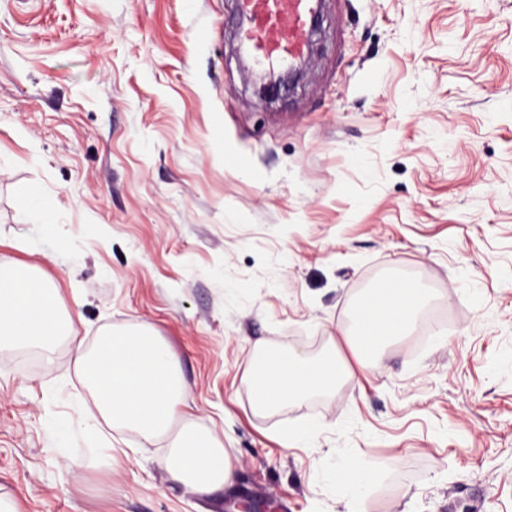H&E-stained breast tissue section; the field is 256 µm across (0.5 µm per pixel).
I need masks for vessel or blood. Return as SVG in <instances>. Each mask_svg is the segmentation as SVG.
<instances>
[{
	"mask_svg": "<svg viewBox=\"0 0 512 512\" xmlns=\"http://www.w3.org/2000/svg\"><path fill=\"white\" fill-rule=\"evenodd\" d=\"M247 20L238 32L256 64L290 62L303 57L305 32L316 19L317 0H240Z\"/></svg>",
	"mask_w": 512,
	"mask_h": 512,
	"instance_id": "b4317fda",
	"label": "vessel or blood"
}]
</instances>
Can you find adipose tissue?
<instances>
[{
  "label": "adipose tissue",
  "mask_w": 512,
  "mask_h": 512,
  "mask_svg": "<svg viewBox=\"0 0 512 512\" xmlns=\"http://www.w3.org/2000/svg\"><path fill=\"white\" fill-rule=\"evenodd\" d=\"M422 300L413 288L388 280L357 301L342 337L362 369L376 368L373 351L407 336ZM67 335L83 382L95 395L100 418L115 429L137 433L146 442L168 438L161 463L173 482L207 494L232 481L234 465L213 433L178 423L187 385L176 353L148 326L104 330L94 349H85L70 312L62 310L53 283L38 266L0 262V344L50 348ZM347 373L329 355L319 362L291 354H261L246 383L255 406L272 411L335 389Z\"/></svg>",
  "instance_id": "ef3b65f1"
}]
</instances>
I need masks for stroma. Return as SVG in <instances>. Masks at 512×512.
Segmentation results:
<instances>
[{"mask_svg":"<svg viewBox=\"0 0 512 512\" xmlns=\"http://www.w3.org/2000/svg\"><path fill=\"white\" fill-rule=\"evenodd\" d=\"M322 13L299 82L262 96L238 0H0V259L41 268L85 345L152 327L236 465L210 495L172 482L163 443L90 426L68 339L0 348L14 512H344L343 459L371 469L365 512H512V0ZM390 272L437 323L366 371L338 329ZM258 342L352 375L256 410Z\"/></svg>","mask_w":512,"mask_h":512,"instance_id":"35a3bbf8","label":"stroma"}]
</instances>
